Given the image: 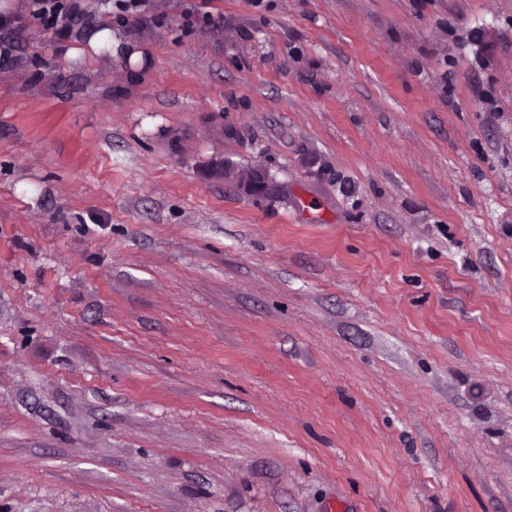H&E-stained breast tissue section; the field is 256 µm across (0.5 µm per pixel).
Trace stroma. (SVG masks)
<instances>
[{
    "instance_id": "stroma-1",
    "label": "stroma",
    "mask_w": 512,
    "mask_h": 512,
    "mask_svg": "<svg viewBox=\"0 0 512 512\" xmlns=\"http://www.w3.org/2000/svg\"><path fill=\"white\" fill-rule=\"evenodd\" d=\"M80 2L0 0V512H512V0ZM79 0H33L32 15L50 28L70 31L84 15Z\"/></svg>"
}]
</instances>
